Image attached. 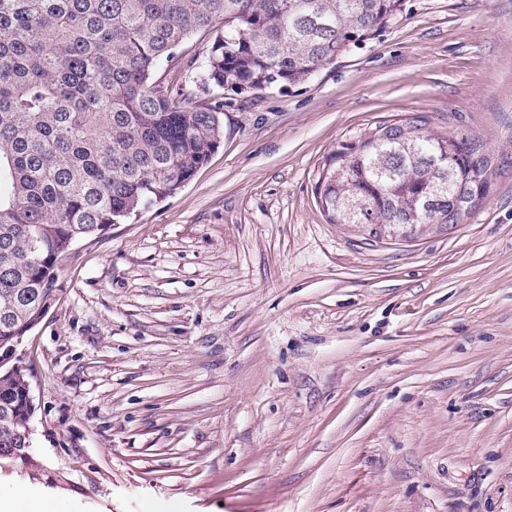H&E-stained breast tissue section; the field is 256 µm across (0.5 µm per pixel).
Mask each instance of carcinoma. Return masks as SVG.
Masks as SVG:
<instances>
[{"instance_id":"obj_1","label":"carcinoma","mask_w":512,"mask_h":512,"mask_svg":"<svg viewBox=\"0 0 512 512\" xmlns=\"http://www.w3.org/2000/svg\"><path fill=\"white\" fill-rule=\"evenodd\" d=\"M401 0H0V355L57 297L61 259L181 188L224 140L219 109L157 78L208 36L203 88L307 83L388 28ZM492 173L472 134L379 122L324 160L318 204L370 242L460 224ZM25 378L0 366V455L24 452Z\"/></svg>"}]
</instances>
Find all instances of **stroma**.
<instances>
[{"instance_id":"obj_1","label":"stroma","mask_w":512,"mask_h":512,"mask_svg":"<svg viewBox=\"0 0 512 512\" xmlns=\"http://www.w3.org/2000/svg\"><path fill=\"white\" fill-rule=\"evenodd\" d=\"M308 83L229 98L166 201L80 247L24 340L35 413L0 496L64 512H512V0H402ZM203 41L158 75L202 80ZM480 137L448 232L362 243L319 170L379 121Z\"/></svg>"}]
</instances>
